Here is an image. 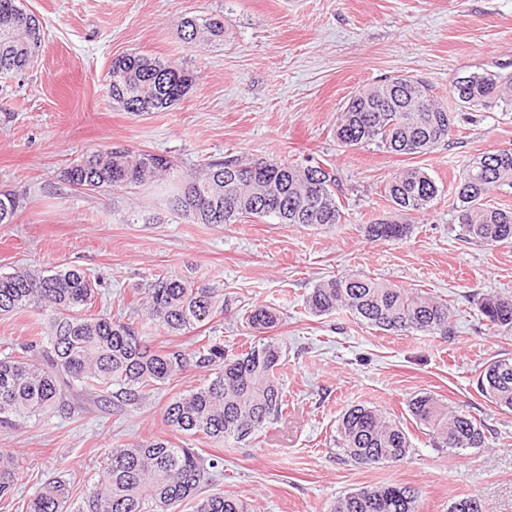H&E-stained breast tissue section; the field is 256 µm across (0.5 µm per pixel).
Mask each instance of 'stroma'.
I'll use <instances>...</instances> for the list:
<instances>
[{
	"mask_svg": "<svg viewBox=\"0 0 512 512\" xmlns=\"http://www.w3.org/2000/svg\"><path fill=\"white\" fill-rule=\"evenodd\" d=\"M44 24L41 55L19 75H0V190L19 196L14 223L0 224V273L76 265L101 281L94 308L132 316L155 275L169 273L224 290L228 312L214 327L225 342L247 334L234 312L243 303L280 312L275 330L288 419L253 442H199L224 466L205 493H231L254 512H327L342 494L399 484L419 492V512H448L461 497L482 512H512V411L482 397L483 364L512 357V331H492L477 308L486 294L512 296V244L462 239L454 221L455 176L476 156L512 148V113L484 110L457 121L452 135L415 157L376 147L345 149L336 114L361 89L399 75L429 83L454 106L456 77L512 73V0H24ZM224 18V40L187 44L182 14ZM139 52L178 64L192 77L187 95L164 112L133 115L108 94L113 58ZM136 147L200 169L224 155L332 166L342 223L329 228L243 219L191 224L168 202V180L89 194L61 180L83 155ZM424 168L439 193L408 237L368 242L365 225L393 218L387 181ZM351 271L447 300L448 337L385 334L339 311L313 316L304 299L322 278ZM36 311L0 316V357L40 335ZM191 369L138 406L87 399L71 414L0 424V451L23 478L0 512H17L37 480L66 479L74 501L101 475L113 446L170 433L163 411L199 384ZM432 392L485 426L488 445L454 454L433 447L408 411ZM366 403L407 427L404 463L365 468L337 460L330 447L339 416Z\"/></svg>",
	"mask_w": 512,
	"mask_h": 512,
	"instance_id": "stroma-1",
	"label": "stroma"
}]
</instances>
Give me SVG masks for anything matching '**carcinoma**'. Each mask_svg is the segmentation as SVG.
Returning a JSON list of instances; mask_svg holds the SVG:
<instances>
[{
  "mask_svg": "<svg viewBox=\"0 0 512 512\" xmlns=\"http://www.w3.org/2000/svg\"><path fill=\"white\" fill-rule=\"evenodd\" d=\"M188 44L224 40V16L179 21ZM44 40L39 17L21 0H0V73L21 72L33 62V47ZM191 76L180 66L145 54L112 59L108 91L131 114L160 112L183 99ZM462 108H499L512 112V75L470 72L452 84ZM455 113L438 102L426 85L396 77L350 97L337 113L334 135L343 148L375 145L388 153L425 154L446 141ZM169 157L129 147L92 152L63 172V180L86 192H112L155 177L172 176ZM512 187V150L474 158L455 179L456 220L462 235L486 246L512 242V211L484 200L492 191ZM341 192L333 169L319 162L281 163L264 157L226 155L199 170L177 176L172 207L193 224H233L243 218L277 224L331 227L342 221ZM385 192L405 221L368 224V240L399 241L408 236L406 219L423 214L439 188L420 167L403 170ZM20 200L0 193V224H11ZM98 277L76 267L17 270L0 275V315L36 310L48 315V331L33 336L0 358V423L13 424L52 411H65L86 394L99 402L114 398L139 405L174 377L193 366L207 372L204 383L174 397L163 411L167 427L189 437L253 441L268 425L288 414V398L279 377L283 349L270 335L280 321L277 309L253 305L237 310V319L255 333L234 350L215 336H199L191 353L177 347L152 349L131 319L90 313ZM145 306L154 326L170 335L200 329L224 313V289L195 286L173 274L157 276L145 289ZM478 308L493 329L512 330V296L485 295ZM314 316L344 311L379 331L401 335L451 334L448 302L416 288L351 273L320 281L306 296ZM481 395L512 410V357L496 358L480 372ZM417 424L427 429L436 448L461 454L483 448L482 422L468 412L423 392L408 403ZM339 460L373 466L412 451L400 422L366 404L347 408L333 436ZM221 464L195 449L162 436L131 441L108 451L101 477L78 504L69 483L46 480L29 498L25 512H251L235 495L202 491L209 470ZM21 480L12 459L0 453V496ZM418 492L408 486L360 488L333 503L330 512H418Z\"/></svg>",
  "mask_w": 512,
  "mask_h": 512,
  "instance_id": "cac0c4a2",
  "label": "carcinoma"
}]
</instances>
